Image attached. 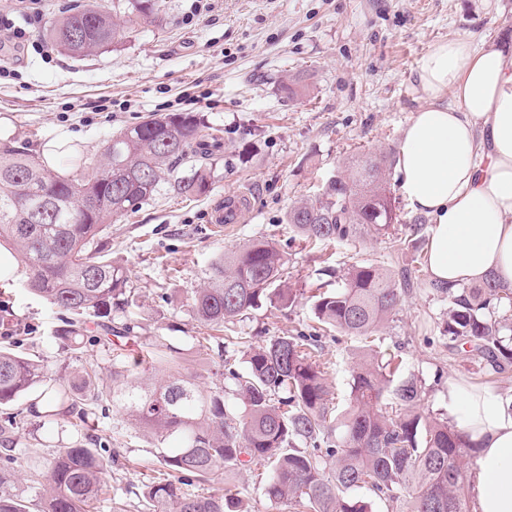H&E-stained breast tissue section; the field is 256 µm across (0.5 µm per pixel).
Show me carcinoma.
I'll use <instances>...</instances> for the list:
<instances>
[{
    "label": "carcinoma",
    "instance_id": "1",
    "mask_svg": "<svg viewBox=\"0 0 512 512\" xmlns=\"http://www.w3.org/2000/svg\"><path fill=\"white\" fill-rule=\"evenodd\" d=\"M158 0H121L112 10L79 4L48 29L61 51L89 56L127 37L139 18L159 10ZM215 129L195 112L152 115L107 140L88 157L67 149L73 177L56 173L24 148L0 147V239L25 264L26 285L68 314L57 339L73 353L84 346L87 321L105 326L112 309L137 306L125 288L127 275L105 254L108 221L139 210L170 186L194 197L208 191L217 158ZM191 163L192 176L177 177ZM387 154L361 153L347 173L321 196L289 209L287 223L308 242L356 245L368 233L395 235L401 223L388 188ZM408 275L397 282L374 263H354L336 287L311 296V311L324 327L358 338L368 353L351 370V408L336 414L334 397L313 355L316 336H275L248 346L246 375L236 381L237 408L226 407L223 390H206L184 375V349L171 344L147 353L135 366L166 380L150 386L112 366L107 383L93 366L69 383L50 378L40 361L15 353L11 336H0V407L31 399L42 427L51 428L92 398L104 399L168 447L147 497L158 512H240L239 487L219 485L228 464L262 467L264 493L307 512H367L349 496L358 489L403 500L406 512H471L463 458L473 449L467 435L424 408L422 381L397 378L398 356L374 349L379 329L398 312ZM448 295L444 332L454 348L467 346L491 379L512 370V289L490 279ZM303 293L288 287V259L264 240L252 242L211 264L207 285L192 297L194 318L224 331L267 300L291 308ZM307 447L300 448L298 443ZM41 486V512H102L101 495L112 477V459L99 448L61 446L45 465L28 466ZM205 486L194 493L187 486ZM0 512H31L22 497L0 493Z\"/></svg>",
    "mask_w": 512,
    "mask_h": 512
}]
</instances>
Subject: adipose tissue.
Masks as SVG:
<instances>
[{"label": "adipose tissue", "instance_id": "ef3b65f1", "mask_svg": "<svg viewBox=\"0 0 512 512\" xmlns=\"http://www.w3.org/2000/svg\"><path fill=\"white\" fill-rule=\"evenodd\" d=\"M424 103L398 146L410 209L434 222L432 280L512 287V58L467 37L434 43L419 68ZM456 429L475 445L477 512H512V413L486 389L449 382Z\"/></svg>", "mask_w": 512, "mask_h": 512}]
</instances>
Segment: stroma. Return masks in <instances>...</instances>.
I'll return each instance as SVG.
<instances>
[{
	"mask_svg": "<svg viewBox=\"0 0 512 512\" xmlns=\"http://www.w3.org/2000/svg\"><path fill=\"white\" fill-rule=\"evenodd\" d=\"M192 0H160L158 17L143 19L123 45L87 57L55 51L44 59L0 43V141L39 152L59 129L78 132L74 145L97 154L113 133L153 114L194 111L217 128L223 148L209 192L188 200L161 192L136 213L112 222L103 244L127 273L138 302L126 338L90 326L81 353L71 354L56 339L64 315L32 293L24 276L0 285V310L9 315L15 350L36 358L60 380L95 366L110 378L114 355L123 362L153 344L186 348L184 374H199L211 362L201 386L220 387L233 403L227 370L244 371L245 341L311 334L315 324L308 297L323 282L325 267L344 269L367 261L392 275L414 269L416 280L377 346L398 353L407 373L425 387L424 405L444 410L449 381L490 389L501 405L512 404V374L488 380L471 355L448 345L443 329L448 300L428 289L425 255L432 229L424 227L405 244L368 235L357 246L313 245L286 222L288 210L315 197L345 173L358 153L396 152L405 127L423 98L421 60L436 42L457 36L494 44L512 55V0H212L193 13ZM300 77L297 96L282 84ZM247 194L250 215L223 236L210 226L227 198ZM254 240H268L288 259V282L306 296L287 309L268 305L227 325L234 344L193 347L200 330L190 307L217 255ZM362 352L357 340L324 335L317 360L332 387L338 412L350 406L351 367ZM95 428L76 430L73 418L44 431L38 418L11 417L0 409L18 459L8 465L5 490L32 500L39 493L27 465L45 459L54 445L82 441L106 449L115 462L106 498L128 512H155L145 497L159 469L161 444L134 428L110 403L93 404ZM225 481L238 485L244 512H304L275 504L263 493L257 471L226 467Z\"/></svg>",
	"mask_w": 512,
	"mask_h": 512,
	"instance_id": "stroma-1",
	"label": "stroma"
}]
</instances>
